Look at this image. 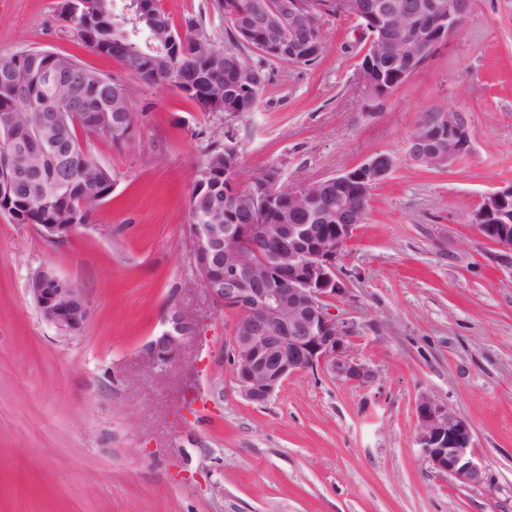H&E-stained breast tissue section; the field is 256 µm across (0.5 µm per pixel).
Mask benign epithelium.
I'll return each instance as SVG.
<instances>
[{
    "label": "benign epithelium",
    "instance_id": "7a95c632",
    "mask_svg": "<svg viewBox=\"0 0 512 512\" xmlns=\"http://www.w3.org/2000/svg\"><path fill=\"white\" fill-rule=\"evenodd\" d=\"M476 0H375L350 13L358 21L368 17L375 26L363 31L365 65L359 67L364 108L376 112L387 100L385 91L368 94L374 67L386 63L407 68L433 52L458 32L472 13ZM57 11L68 24L77 20L76 0H58ZM225 15L243 38L256 40L254 50L268 58L301 61L323 51L320 16L312 0H279L271 9L266 0H224ZM100 76L80 68L47 70L43 80L53 89V98L36 116L38 146H21L15 134L0 142V166L10 180L0 187L11 193L33 170L31 157L38 153L43 163L56 168L59 149L50 134L75 115L89 111L85 88ZM237 91L245 96L261 81L250 65H237L233 72ZM107 95L93 112L98 131L104 135L130 132L122 123L125 87L106 85ZM65 91L64 107L55 104ZM471 150L470 120L459 110L440 108L429 123L418 125L406 147V157L426 168L446 167ZM395 167L392 156L379 153L365 163L337 175L302 182L284 180L281 171L270 169L260 183L241 185L239 160L224 161V199L249 204L257 223L188 224L186 232L196 274L219 308L239 313L234 324L230 357L242 395L254 404L266 403L291 376L323 370L349 383L365 384L372 370L352 351L346 331L330 316L328 299L346 291L336 272V260L355 228L363 223V201L373 187L386 181ZM336 185V214L327 224H268L269 215L288 210L297 216L309 196ZM85 204L69 211L67 224H39L47 239L68 236L85 224ZM481 235L512 254V184L485 194L470 215ZM28 292L40 318L62 335L79 333L88 317V301L74 285L48 268L33 273ZM199 331L194 316L170 307L159 336L152 341L157 364L164 367L182 342ZM415 441L434 469L454 482L479 486L485 481V466L473 444L469 422L455 409L428 395L415 405Z\"/></svg>",
    "mask_w": 512,
    "mask_h": 512
}]
</instances>
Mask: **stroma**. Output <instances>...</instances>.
<instances>
[{"instance_id": "stroma-1", "label": "stroma", "mask_w": 512, "mask_h": 512, "mask_svg": "<svg viewBox=\"0 0 512 512\" xmlns=\"http://www.w3.org/2000/svg\"><path fill=\"white\" fill-rule=\"evenodd\" d=\"M56 4L0 0V57L74 56L124 85L135 131L125 146L86 140L114 179L90 224L49 240L0 213V512H512V254L467 222L512 182V0H477L374 113L355 21L322 18L314 64L265 62L254 111L202 112L82 45ZM162 6L178 30L228 46L217 0ZM436 107L467 113L472 147L428 169L405 151ZM229 133L247 181L277 167L301 183L394 157L336 261L346 292L327 303L372 382L302 372L265 404L241 395L228 361L238 315L196 284L186 237L197 172ZM42 268L86 295L78 334L40 319L27 285ZM176 304L199 333L163 368L150 343ZM423 394L471 424L485 486L423 457Z\"/></svg>"}]
</instances>
